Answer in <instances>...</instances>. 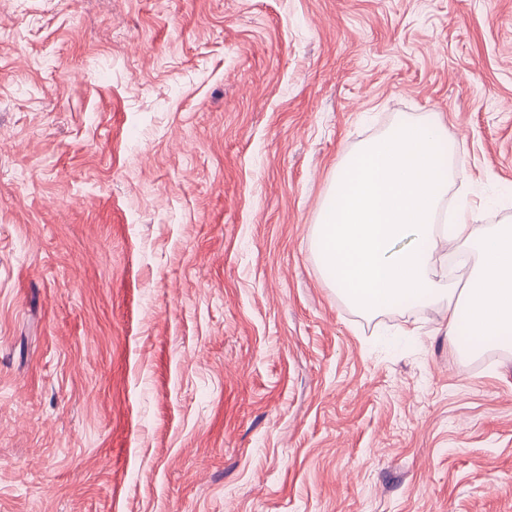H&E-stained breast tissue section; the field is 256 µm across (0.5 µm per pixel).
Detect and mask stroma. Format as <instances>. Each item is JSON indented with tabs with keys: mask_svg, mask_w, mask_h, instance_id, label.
<instances>
[{
	"mask_svg": "<svg viewBox=\"0 0 512 512\" xmlns=\"http://www.w3.org/2000/svg\"><path fill=\"white\" fill-rule=\"evenodd\" d=\"M405 114L512 219V0H0V512H512V343L313 253Z\"/></svg>",
	"mask_w": 512,
	"mask_h": 512,
	"instance_id": "1",
	"label": "stroma"
}]
</instances>
